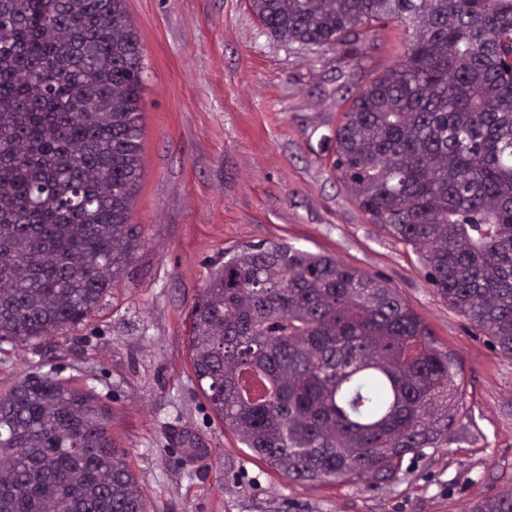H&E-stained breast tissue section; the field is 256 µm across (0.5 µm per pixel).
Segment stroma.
<instances>
[{
    "label": "stroma",
    "mask_w": 512,
    "mask_h": 512,
    "mask_svg": "<svg viewBox=\"0 0 512 512\" xmlns=\"http://www.w3.org/2000/svg\"><path fill=\"white\" fill-rule=\"evenodd\" d=\"M143 48L142 245L89 321L0 346V389L50 372L93 389L149 512H469L512 488V355L451 308L418 253L370 223L332 167L346 100L394 65L400 29L307 50L262 28L249 0H126ZM287 241L381 276L462 366L448 442L394 479L292 481L225 431L192 380L185 319L224 253Z\"/></svg>",
    "instance_id": "stroma-1"
}]
</instances>
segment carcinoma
<instances>
[{
	"label": "carcinoma",
	"mask_w": 512,
	"mask_h": 512,
	"mask_svg": "<svg viewBox=\"0 0 512 512\" xmlns=\"http://www.w3.org/2000/svg\"><path fill=\"white\" fill-rule=\"evenodd\" d=\"M314 50L388 20L396 64L359 91L332 166L414 248L448 305L512 354V0H250ZM143 49L125 0H0V344L90 317L142 245ZM191 371L215 415L290 480L392 477L463 408L457 361L384 279L286 241L201 288ZM265 393L245 396L249 378ZM89 390L30 373L0 393V512H148ZM469 512H512V490Z\"/></svg>",
	"instance_id": "cac0c4a2"
}]
</instances>
